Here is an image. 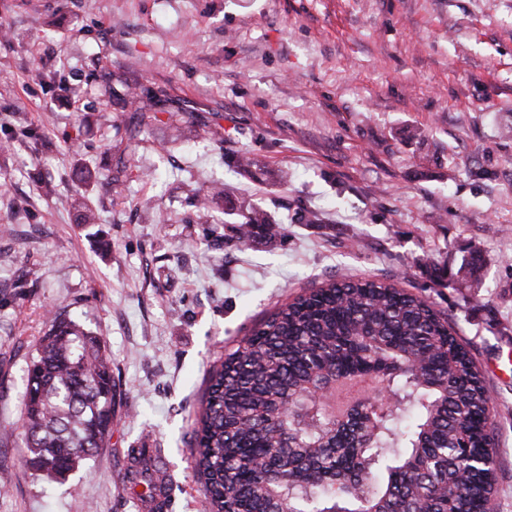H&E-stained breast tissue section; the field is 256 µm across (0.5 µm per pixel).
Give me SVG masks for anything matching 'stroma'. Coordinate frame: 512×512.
Instances as JSON below:
<instances>
[{"mask_svg": "<svg viewBox=\"0 0 512 512\" xmlns=\"http://www.w3.org/2000/svg\"><path fill=\"white\" fill-rule=\"evenodd\" d=\"M0 25V512H148L137 448L161 451L164 512H208L190 446L208 369L335 273L447 317L491 397V512H512V0H0ZM110 74L168 92L141 142ZM216 182V235L258 207L275 236L204 239L187 198ZM474 250L480 287L433 281L426 259ZM55 312L103 336L117 384L107 444L60 483L22 428Z\"/></svg>", "mask_w": 512, "mask_h": 512, "instance_id": "1", "label": "stroma"}]
</instances>
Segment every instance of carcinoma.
Masks as SVG:
<instances>
[{
	"label": "carcinoma",
	"mask_w": 512,
	"mask_h": 512,
	"mask_svg": "<svg viewBox=\"0 0 512 512\" xmlns=\"http://www.w3.org/2000/svg\"><path fill=\"white\" fill-rule=\"evenodd\" d=\"M145 133L164 111L155 93H134ZM209 191L192 193L190 224L209 223ZM240 246L275 235L263 209L230 225ZM472 251L457 273L471 277ZM480 372L448 319L423 297L372 278L333 279L271 313L206 379L192 439L211 512L224 491L237 512H273L258 471L281 469L288 512H345L353 489L373 512H488L496 481L495 426ZM115 416L112 367L102 337L60 314L32 357L24 394L29 462L62 479L104 447ZM126 478L148 487L151 512L165 470L131 456Z\"/></svg>",
	"instance_id": "obj_1"
}]
</instances>
